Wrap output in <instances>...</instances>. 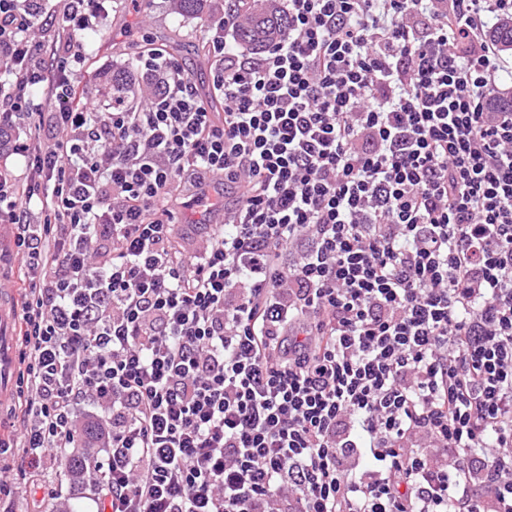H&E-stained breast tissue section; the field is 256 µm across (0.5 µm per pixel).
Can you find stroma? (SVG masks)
Listing matches in <instances>:
<instances>
[{
	"instance_id": "35a3bbf8",
	"label": "stroma",
	"mask_w": 512,
	"mask_h": 512,
	"mask_svg": "<svg viewBox=\"0 0 512 512\" xmlns=\"http://www.w3.org/2000/svg\"><path fill=\"white\" fill-rule=\"evenodd\" d=\"M106 9L104 26L85 41L86 61L76 74L80 87L101 108H108L112 102L104 90V75L127 65L147 41L168 45L170 54L202 93L210 94L205 30L217 18V8H209L199 17L180 16L174 12L171 0H108Z\"/></svg>"
}]
</instances>
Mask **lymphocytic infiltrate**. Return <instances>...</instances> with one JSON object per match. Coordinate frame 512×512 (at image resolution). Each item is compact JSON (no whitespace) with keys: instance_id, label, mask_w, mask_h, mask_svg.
Returning <instances> with one entry per match:
<instances>
[{"instance_id":"obj_1","label":"lymphocytic infiltrate","mask_w":512,"mask_h":512,"mask_svg":"<svg viewBox=\"0 0 512 512\" xmlns=\"http://www.w3.org/2000/svg\"><path fill=\"white\" fill-rule=\"evenodd\" d=\"M244 0L100 111L74 72L98 0H0V223L25 288L0 493L92 434L95 512H512V0ZM38 117L46 142L23 130ZM233 188L175 244L173 202ZM63 8V0H49L47 2V17L43 15L40 18L39 22L43 21V23L36 28L33 34L36 40L41 43L42 57L46 61L51 59L52 53H54L56 46H58L57 22ZM276 0H249L247 21L237 32L238 45L244 50L257 51L284 32L286 17L281 14Z\"/></svg>"}]
</instances>
